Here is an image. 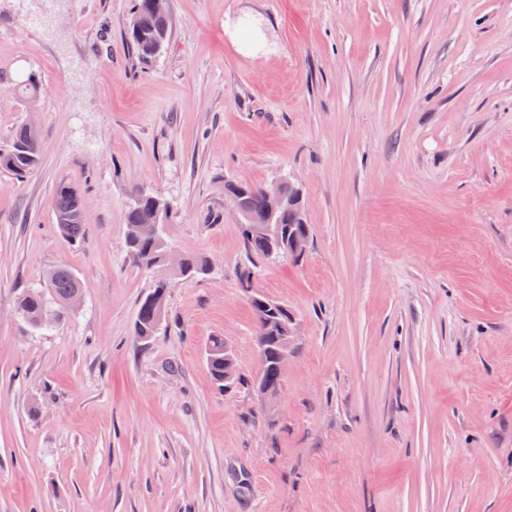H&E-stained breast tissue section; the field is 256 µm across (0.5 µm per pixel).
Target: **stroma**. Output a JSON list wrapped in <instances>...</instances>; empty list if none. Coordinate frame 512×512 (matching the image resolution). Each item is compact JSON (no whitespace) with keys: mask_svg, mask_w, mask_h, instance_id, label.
Masks as SVG:
<instances>
[{"mask_svg":"<svg viewBox=\"0 0 512 512\" xmlns=\"http://www.w3.org/2000/svg\"><path fill=\"white\" fill-rule=\"evenodd\" d=\"M132 6L0 0V146L41 135L36 171L0 172V512H512V0H168L148 62ZM284 179L305 255L248 260L224 184ZM139 189L212 264L170 279L145 345ZM57 265L81 303L32 333L17 301ZM257 293L298 323L269 406ZM153 0H134L132 18L126 28V39L141 61H149L159 53V46L169 39L172 20L168 10H156ZM56 221L62 233L71 240L83 237L86 224L83 219V202L80 192L71 185L61 182L54 193ZM205 361L210 376L219 390H227L234 379L237 354L235 349L221 336L212 337L205 350Z\"/></svg>","mask_w":512,"mask_h":512,"instance_id":"35a3bbf8","label":"stroma"}]
</instances>
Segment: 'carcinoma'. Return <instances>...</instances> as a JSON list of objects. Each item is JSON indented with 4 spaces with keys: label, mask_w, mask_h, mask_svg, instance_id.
Listing matches in <instances>:
<instances>
[{
    "label": "carcinoma",
    "mask_w": 512,
    "mask_h": 512,
    "mask_svg": "<svg viewBox=\"0 0 512 512\" xmlns=\"http://www.w3.org/2000/svg\"><path fill=\"white\" fill-rule=\"evenodd\" d=\"M172 20L168 11L153 7L152 0H134L132 18L126 28V39L134 54L141 61H149L159 53V46L169 39ZM40 161V132L30 125L19 126L5 149H0V171L11 173L19 178L27 176ZM234 199L242 204L248 213L247 223L265 224L268 222L267 201L259 186L239 184L237 187L225 186ZM56 221L62 233L72 239L83 237L86 224L83 219V202L80 192L71 185L61 182L54 193ZM303 209L299 202L291 210H283L276 217L283 242L288 236H297L305 241L310 237V225L297 221L296 212ZM170 206L160 197L149 193L136 192L126 217L124 246L130 257L138 264L152 268L161 265L164 256L162 249L149 240L134 236V229L140 224H154L171 219ZM245 251L260 259L270 257V244L260 235L242 231ZM186 270L184 277L197 278L207 275L209 262L199 255L183 257ZM83 291V284L76 274L67 267H54L45 275V285L23 292L19 301V310L26 316L29 327L40 330L37 320L48 304H54L59 310L66 311L67 301L76 293ZM263 303L251 301L256 320V337L263 342L262 369L255 380L259 388L271 392L281 390L283 371L278 359L279 335L271 332L266 324L271 318L286 321L288 307L282 303L262 297ZM166 311V295L158 294L153 288L138 305L135 336L142 343L149 342L161 328ZM205 361L210 376L220 390L224 389V338L212 337L205 350Z\"/></svg>",
    "instance_id": "cac0c4a2"
}]
</instances>
